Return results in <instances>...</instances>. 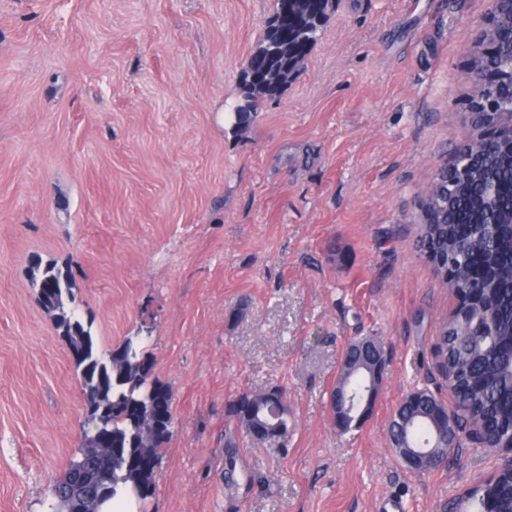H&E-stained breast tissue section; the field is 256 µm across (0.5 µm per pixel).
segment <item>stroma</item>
I'll list each match as a JSON object with an SVG mask.
<instances>
[{
    "label": "stroma",
    "instance_id": "35a3bbf8",
    "mask_svg": "<svg viewBox=\"0 0 512 512\" xmlns=\"http://www.w3.org/2000/svg\"><path fill=\"white\" fill-rule=\"evenodd\" d=\"M273 0H0V512H50L80 454V373L32 286L70 266L100 350L138 336L175 433L138 512H454L500 463L464 443L411 470L402 399L439 372L457 305L419 251L423 190L479 135L486 0H337L294 78L234 129ZM388 367L367 420L333 422L348 344ZM285 391L286 438L228 417ZM233 449H226V442ZM236 485H227V452ZM265 395L264 393H242L239 396H237L234 400L230 401L227 404V413L230 417L235 418L238 426L246 431V433L254 440L259 442H266L270 440L271 438H274L273 436H270L272 431L278 430V414L280 411V400L272 394L268 395L269 403L266 407V417L269 421V424L271 425V430H266L264 433H257L255 432L247 423L245 420L243 413H242V406L244 403L248 402L250 399L253 400V402L260 403L262 397Z\"/></svg>",
    "mask_w": 512,
    "mask_h": 512
}]
</instances>
